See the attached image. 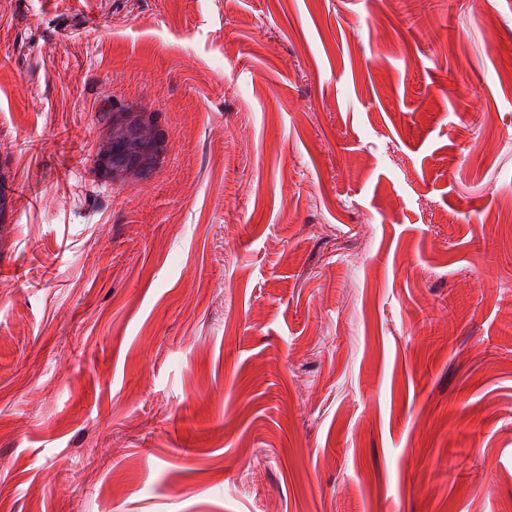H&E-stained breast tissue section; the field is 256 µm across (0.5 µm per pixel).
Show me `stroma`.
Returning <instances> with one entry per match:
<instances>
[{
	"label": "stroma",
	"instance_id": "1",
	"mask_svg": "<svg viewBox=\"0 0 512 512\" xmlns=\"http://www.w3.org/2000/svg\"><path fill=\"white\" fill-rule=\"evenodd\" d=\"M512 0H0V512H512ZM170 152L94 173L112 108Z\"/></svg>",
	"mask_w": 512,
	"mask_h": 512
}]
</instances>
